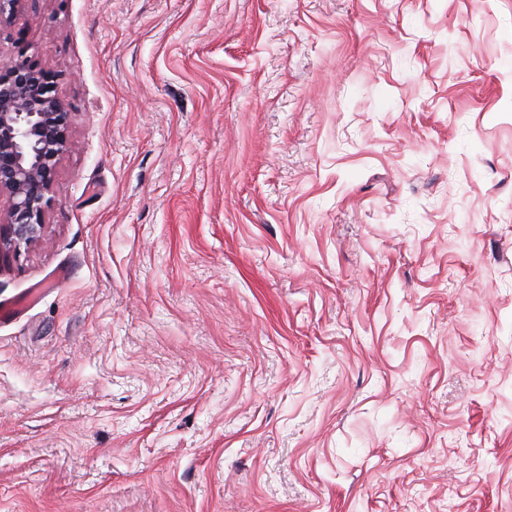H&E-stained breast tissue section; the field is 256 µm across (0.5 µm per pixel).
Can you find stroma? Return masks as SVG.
<instances>
[{
	"mask_svg": "<svg viewBox=\"0 0 512 512\" xmlns=\"http://www.w3.org/2000/svg\"><path fill=\"white\" fill-rule=\"evenodd\" d=\"M74 149L0 262V512H512V0H30Z\"/></svg>",
	"mask_w": 512,
	"mask_h": 512,
	"instance_id": "1",
	"label": "stroma"
}]
</instances>
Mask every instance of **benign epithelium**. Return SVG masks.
<instances>
[{"instance_id":"1","label":"benign epithelium","mask_w":512,"mask_h":512,"mask_svg":"<svg viewBox=\"0 0 512 512\" xmlns=\"http://www.w3.org/2000/svg\"><path fill=\"white\" fill-rule=\"evenodd\" d=\"M29 0H0V26ZM55 75L22 57L0 71V261L38 243L55 201L60 158L72 147L69 112L56 96Z\"/></svg>"}]
</instances>
